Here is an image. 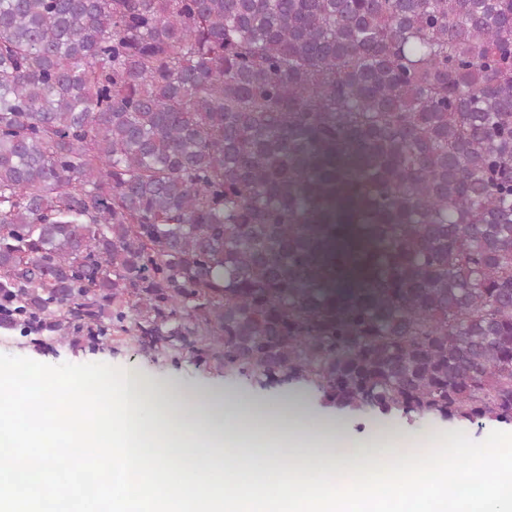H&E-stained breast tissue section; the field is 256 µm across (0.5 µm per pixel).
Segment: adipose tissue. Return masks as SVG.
<instances>
[{"instance_id": "obj_1", "label": "adipose tissue", "mask_w": 512, "mask_h": 512, "mask_svg": "<svg viewBox=\"0 0 512 512\" xmlns=\"http://www.w3.org/2000/svg\"><path fill=\"white\" fill-rule=\"evenodd\" d=\"M127 395L146 431L164 440L166 452L182 462L225 466L233 474L281 475L286 460L302 473L335 472L357 464L427 453L397 437L378 446H342L335 420L312 417L302 395L272 401L248 393L228 395L217 386L184 391L128 374Z\"/></svg>"}]
</instances>
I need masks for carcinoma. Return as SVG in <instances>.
Listing matches in <instances>:
<instances>
[{"label":"carcinoma","instance_id":"obj_1","mask_svg":"<svg viewBox=\"0 0 512 512\" xmlns=\"http://www.w3.org/2000/svg\"><path fill=\"white\" fill-rule=\"evenodd\" d=\"M0 321L512 423V0H0Z\"/></svg>","mask_w":512,"mask_h":512}]
</instances>
